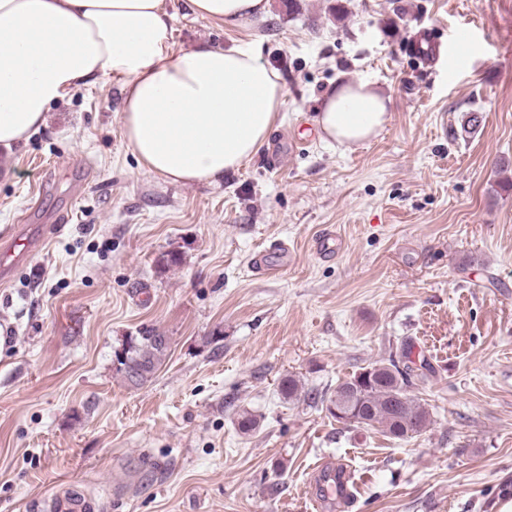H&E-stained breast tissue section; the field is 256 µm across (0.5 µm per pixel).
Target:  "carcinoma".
<instances>
[{
	"label": "carcinoma",
	"mask_w": 512,
	"mask_h": 512,
	"mask_svg": "<svg viewBox=\"0 0 512 512\" xmlns=\"http://www.w3.org/2000/svg\"><path fill=\"white\" fill-rule=\"evenodd\" d=\"M164 339L166 336L149 327L140 329L136 336L127 337L126 359L119 360L117 367V373L124 382H129L128 374L132 371L138 373L137 387L153 378L169 349ZM432 373L433 366L416 364L411 358L410 348L405 347L398 357L376 361L350 375L328 397L305 392L301 381L292 375L281 380L280 391L288 400L302 396L318 400L326 405L328 411L336 397L350 391L354 420L348 425L376 427L394 439L403 440L420 434L430 424L428 407L412 394V389Z\"/></svg>",
	"instance_id": "1"
}]
</instances>
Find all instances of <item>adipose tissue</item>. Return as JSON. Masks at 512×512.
<instances>
[{"label":"adipose tissue","mask_w":512,"mask_h":512,"mask_svg":"<svg viewBox=\"0 0 512 512\" xmlns=\"http://www.w3.org/2000/svg\"><path fill=\"white\" fill-rule=\"evenodd\" d=\"M173 0H0V146L25 141L50 105L104 79L121 81L124 136L139 164L174 183L223 179L266 144L284 87L250 49L176 48ZM233 28L269 0H184ZM390 99L370 82L332 89L322 136L360 143L388 123Z\"/></svg>","instance_id":"1"}]
</instances>
